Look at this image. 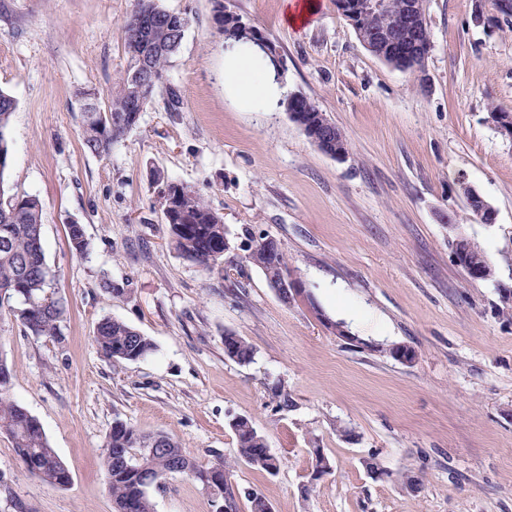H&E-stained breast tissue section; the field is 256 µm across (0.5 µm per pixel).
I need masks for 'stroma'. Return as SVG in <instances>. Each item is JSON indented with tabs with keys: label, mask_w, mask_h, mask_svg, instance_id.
<instances>
[{
	"label": "stroma",
	"mask_w": 512,
	"mask_h": 512,
	"mask_svg": "<svg viewBox=\"0 0 512 512\" xmlns=\"http://www.w3.org/2000/svg\"><path fill=\"white\" fill-rule=\"evenodd\" d=\"M299 24L286 0H229L276 49L286 94L313 100L349 154L320 151L283 106L249 112L224 95L227 43L214 0H158L190 20L166 73L180 111L157 91L135 128L97 157L82 145L79 98L107 97L125 67L124 22L137 0H0V89L17 101L0 182L43 204V242L65 301L59 339L0 316L10 394L40 423L71 475L27 472L0 432V512H115L102 453L113 425L163 432L197 461L234 459L232 417L252 419L280 460L231 481L272 512H512V18L495 0H426L423 74L371 55L336 0ZM182 183L224 218L232 248L206 271L170 243L155 175ZM495 209L471 213L463 186ZM83 225L84 255L67 226ZM461 228L496 275L470 278L448 246ZM277 239L300 286L282 303L243 261L247 239ZM109 279L114 295L100 283ZM121 320L156 350L103 357L100 319ZM342 323L350 340L332 332ZM233 332L252 362L224 354ZM410 346L413 363L388 353ZM291 399L278 408L275 386ZM332 471L312 477V451ZM375 458L382 474L368 477ZM420 479L419 491L400 481ZM310 493H303L304 485ZM155 512H214L176 474Z\"/></svg>",
	"instance_id": "stroma-1"
}]
</instances>
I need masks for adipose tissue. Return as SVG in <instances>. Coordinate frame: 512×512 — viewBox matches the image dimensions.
Masks as SVG:
<instances>
[{"label":"adipose tissue","mask_w":512,"mask_h":512,"mask_svg":"<svg viewBox=\"0 0 512 512\" xmlns=\"http://www.w3.org/2000/svg\"><path fill=\"white\" fill-rule=\"evenodd\" d=\"M224 90L246 109L276 105L282 91L262 53L241 44L224 56Z\"/></svg>","instance_id":"obj_1"}]
</instances>
